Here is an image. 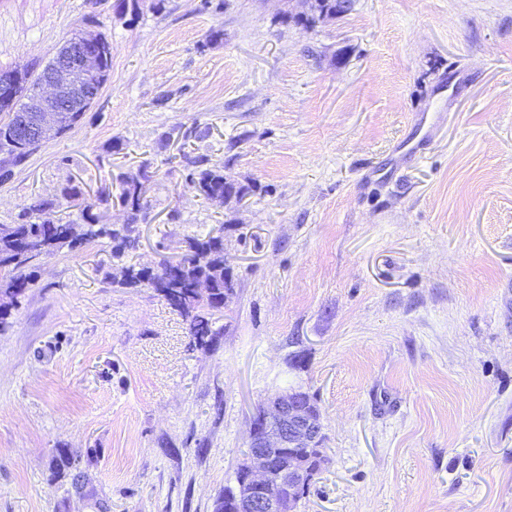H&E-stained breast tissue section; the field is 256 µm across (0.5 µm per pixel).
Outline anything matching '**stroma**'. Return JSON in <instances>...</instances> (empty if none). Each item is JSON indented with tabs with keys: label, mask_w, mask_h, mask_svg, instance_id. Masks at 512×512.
Listing matches in <instances>:
<instances>
[{
	"label": "stroma",
	"mask_w": 512,
	"mask_h": 512,
	"mask_svg": "<svg viewBox=\"0 0 512 512\" xmlns=\"http://www.w3.org/2000/svg\"><path fill=\"white\" fill-rule=\"evenodd\" d=\"M120 3L0 0L2 70L89 17L112 45L84 118L0 184V224L147 164L134 262L220 227L234 292L200 348L106 280L108 247L42 260L0 333V512H214L289 388L327 456L297 512H512V0H356L311 30L301 0ZM179 126L256 192L188 188Z\"/></svg>",
	"instance_id": "stroma-1"
}]
</instances>
